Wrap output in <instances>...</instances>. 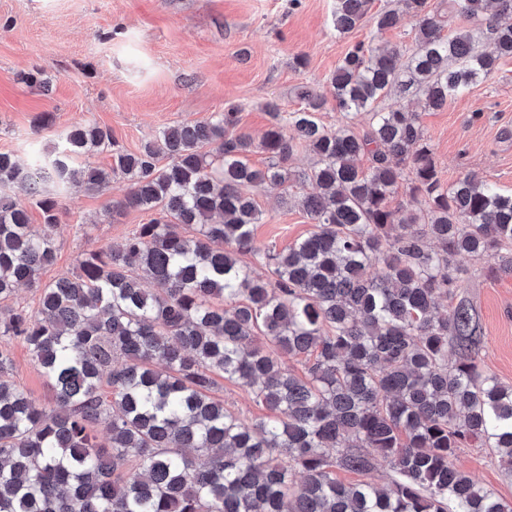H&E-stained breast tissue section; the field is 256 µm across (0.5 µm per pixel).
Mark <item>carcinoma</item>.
<instances>
[{
    "label": "carcinoma",
    "mask_w": 512,
    "mask_h": 512,
    "mask_svg": "<svg viewBox=\"0 0 512 512\" xmlns=\"http://www.w3.org/2000/svg\"><path fill=\"white\" fill-rule=\"evenodd\" d=\"M400 2L374 26L394 29L404 12L415 45L346 52L330 81L345 119L335 129L321 120L325 97L303 91L285 116L267 106L257 143L226 136L239 122L231 106L169 126L137 153L93 124L70 129L34 169L0 153V336L26 345L54 399L48 410L20 390L0 348V512H512L452 464L460 448H485L512 480V386L484 370L483 330L452 264L467 253L512 274V195L474 173L444 185L418 114L377 109L419 92L430 109L447 105L512 57V22H498L489 53L490 0H448L469 22L448 35L428 0ZM371 3L335 0L332 29L350 33ZM299 145L316 157L301 176L320 189L302 199L316 230L261 248L250 190L285 188ZM108 147L109 169L77 165ZM258 150L262 167L250 161ZM116 173L130 187L114 208L157 218L41 283L56 244L27 204L49 227L60 208L51 188L98 192ZM402 183L408 199L395 205ZM22 286L39 292L34 314L5 306ZM284 356L302 358L305 373ZM217 376L269 414L239 418L212 396ZM101 421L106 446L93 434ZM379 458L398 475L389 485L337 478L366 476Z\"/></svg>",
    "instance_id": "1"
}]
</instances>
